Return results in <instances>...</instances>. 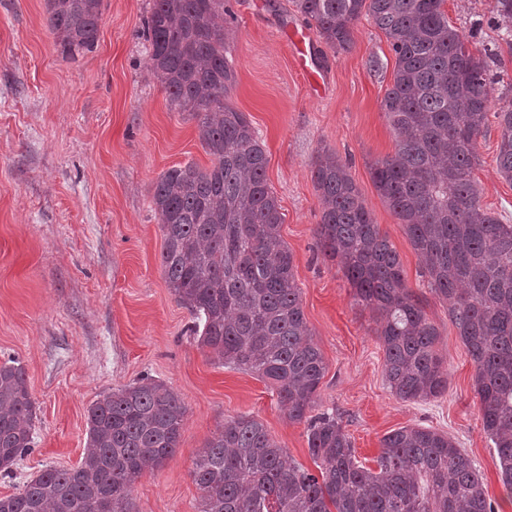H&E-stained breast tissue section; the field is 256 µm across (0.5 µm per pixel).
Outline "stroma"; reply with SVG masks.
I'll use <instances>...</instances> for the list:
<instances>
[{
  "label": "stroma",
  "instance_id": "1",
  "mask_svg": "<svg viewBox=\"0 0 512 512\" xmlns=\"http://www.w3.org/2000/svg\"><path fill=\"white\" fill-rule=\"evenodd\" d=\"M225 53L235 80L228 102L244 112L267 154L281 234L294 256L305 320L326 363L315 413L335 414L357 460L375 468L381 440L407 425L447 434L478 466L485 492L512 512L497 452L482 427L475 367L447 303L427 287L406 230L379 196L373 162L393 154L381 110L395 58L371 20L353 26L349 50L333 51L292 0H229ZM151 0H105L97 45L63 58L44 0H0V360L18 359L35 401L32 450L0 477V496L53 467L80 466L87 410L97 397L148 376L186 408L179 444L131 489L135 512H199L194 460L225 421L254 416L306 469L305 423L289 421L257 376L212 361L195 319L161 270L163 233L151 202L168 169L209 167L198 120L171 108L143 36ZM492 0H444L451 25L476 56L494 51L512 85V47L489 23ZM304 32L312 55L289 40ZM500 129L477 140L473 178L484 208L512 224V183L497 171ZM344 162L374 223L399 254L408 288L440 330L448 390L435 401L398 399L385 380L373 313L358 305L342 270L317 249L321 206L312 177L322 150Z\"/></svg>",
  "mask_w": 512,
  "mask_h": 512
}]
</instances>
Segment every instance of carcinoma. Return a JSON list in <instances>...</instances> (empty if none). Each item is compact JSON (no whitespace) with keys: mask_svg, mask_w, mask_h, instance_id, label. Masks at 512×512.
Segmentation results:
<instances>
[{"mask_svg":"<svg viewBox=\"0 0 512 512\" xmlns=\"http://www.w3.org/2000/svg\"><path fill=\"white\" fill-rule=\"evenodd\" d=\"M332 50L352 45L368 17L395 56L381 102L396 140L371 178L418 255L432 293L476 367L483 430L495 445L512 499V224L484 208L472 171L496 81L448 23L443 0H293ZM63 55L97 44L104 0H45ZM224 0H152L145 20L153 72L170 102L198 119L212 165L162 174L152 205L164 235L161 267L180 301L202 322L201 344L223 365L277 390L288 419L307 422L319 473L286 459L249 414L207 440L194 462L200 512H497L483 477L448 435L424 426L386 434L378 470L359 464L336 416H311L326 365L304 317L284 218L266 178L267 157L247 116L224 103L234 70L224 56ZM491 24L512 46V0H494ZM501 129L497 170L512 182V99L494 112ZM321 203V254L334 261L357 304L377 315L385 379L403 401L448 391L439 331L407 287L398 254L375 224L348 167L332 152L314 163ZM185 408L149 377L99 396L87 414L83 461L46 469L0 512H134L132 484L177 448ZM35 406L23 366L0 362V476L33 445Z\"/></svg>","mask_w":512,"mask_h":512,"instance_id":"cac0c4a2","label":"carcinoma"}]
</instances>
